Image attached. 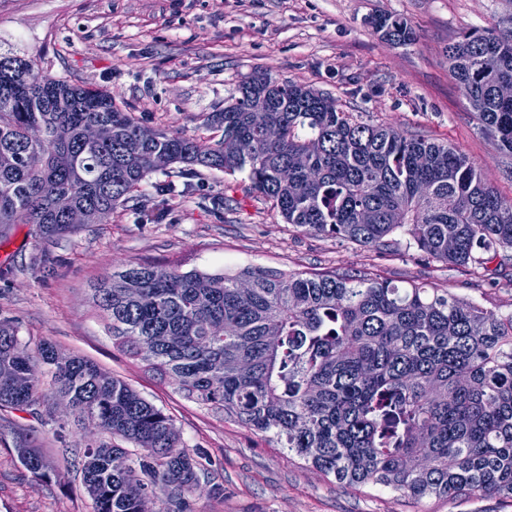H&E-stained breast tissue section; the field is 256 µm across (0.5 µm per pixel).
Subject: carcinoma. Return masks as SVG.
<instances>
[{
    "mask_svg": "<svg viewBox=\"0 0 512 512\" xmlns=\"http://www.w3.org/2000/svg\"><path fill=\"white\" fill-rule=\"evenodd\" d=\"M373 29L409 44L407 21L380 15ZM459 89L512 166V20L463 33L448 45ZM325 93L255 70L206 125L214 145L145 127L112 94L40 73L0 52V238L15 224L57 240L78 230L53 200L70 195L96 222L139 197L164 153L180 171L240 172L302 232L383 250L404 235L450 267H485L512 249V200L452 143L412 135L322 106ZM106 124L90 144L82 130ZM277 125L270 142L265 128ZM252 141V154L235 149ZM44 155L37 170L26 154ZM124 263L91 285V298L120 349L173 382L200 408L263 435L326 477L380 486L414 499L512 498V315L446 288L401 286L367 273L171 271ZM179 336L177 346L165 337ZM30 369L24 396L14 375ZM53 381L39 391L41 375ZM72 426L112 440L61 448L78 457L94 512H139L148 491L185 512L200 463L179 445L172 419L124 380L43 342L36 349L0 322V409L33 410L60 393ZM142 449L132 454L125 445ZM17 456L49 462L27 437Z\"/></svg>",
    "mask_w": 512,
    "mask_h": 512,
    "instance_id": "cac0c4a2",
    "label": "carcinoma"
}]
</instances>
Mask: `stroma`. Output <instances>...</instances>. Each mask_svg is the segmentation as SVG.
Instances as JSON below:
<instances>
[{"label":"stroma","instance_id":"35a3bbf8","mask_svg":"<svg viewBox=\"0 0 512 512\" xmlns=\"http://www.w3.org/2000/svg\"><path fill=\"white\" fill-rule=\"evenodd\" d=\"M402 18L412 44L393 45L373 17ZM512 15V0H0V49L32 59L40 72L111 92L145 125L197 136L221 134L203 120L221 111L250 73L324 92L353 115L460 147L499 194L512 200V170L482 130L448 65L449 42ZM177 193L146 185L129 207L56 242L27 224L0 240V322L22 341L52 342L93 360L168 414L185 450L201 463L187 512H512V498L414 500L379 486L354 487L305 466L287 449L199 408L174 385L112 343L90 286L124 262L187 271L264 267L287 272L367 271L400 285L448 289L503 316L512 314V250L487 268L449 267L398 237L390 250L301 232L243 174L198 169L169 173ZM60 406L38 415L0 410V512H93L76 464L58 440ZM29 434L54 466L35 478L19 462L16 438Z\"/></svg>","mask_w":512,"mask_h":512}]
</instances>
